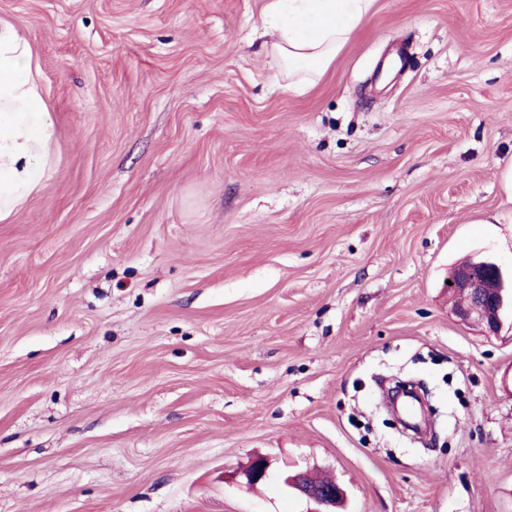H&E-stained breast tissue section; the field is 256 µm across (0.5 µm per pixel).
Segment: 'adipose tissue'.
Listing matches in <instances>:
<instances>
[{
    "instance_id": "adipose-tissue-1",
    "label": "adipose tissue",
    "mask_w": 512,
    "mask_h": 512,
    "mask_svg": "<svg viewBox=\"0 0 512 512\" xmlns=\"http://www.w3.org/2000/svg\"><path fill=\"white\" fill-rule=\"evenodd\" d=\"M374 0H269L263 26L278 77L302 91L329 69ZM55 128L26 34L0 21V222L38 193L50 169Z\"/></svg>"
}]
</instances>
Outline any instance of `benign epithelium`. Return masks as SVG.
I'll return each instance as SVG.
<instances>
[{"label": "benign epithelium", "mask_w": 512, "mask_h": 512, "mask_svg": "<svg viewBox=\"0 0 512 512\" xmlns=\"http://www.w3.org/2000/svg\"><path fill=\"white\" fill-rule=\"evenodd\" d=\"M448 280L452 282L448 293L463 298V303L455 307L460 321L481 324L488 333H496L501 322L500 312L512 302V288L506 287L501 268L491 261L469 258L453 269ZM269 467L270 464L262 458L254 460L245 472L248 484L255 485L264 480ZM284 483L323 507L334 508L345 497L339 486L324 490L313 487L306 482V474L302 472L285 476Z\"/></svg>", "instance_id": "obj_1"}]
</instances>
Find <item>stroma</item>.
Wrapping results in <instances>:
<instances>
[{"instance_id": "1", "label": "stroma", "mask_w": 512, "mask_h": 512, "mask_svg": "<svg viewBox=\"0 0 512 512\" xmlns=\"http://www.w3.org/2000/svg\"><path fill=\"white\" fill-rule=\"evenodd\" d=\"M266 4L0 0L56 127L0 223V512H317L286 470L512 512V309L490 335L446 288L512 274V0H376L300 93Z\"/></svg>"}]
</instances>
